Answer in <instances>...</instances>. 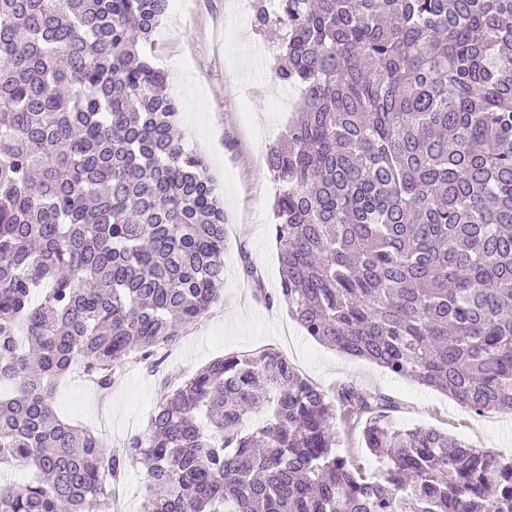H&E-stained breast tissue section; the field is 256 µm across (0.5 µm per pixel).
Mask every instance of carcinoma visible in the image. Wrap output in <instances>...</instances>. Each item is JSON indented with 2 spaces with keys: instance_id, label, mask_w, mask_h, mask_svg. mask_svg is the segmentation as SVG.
<instances>
[{
  "instance_id": "cac0c4a2",
  "label": "carcinoma",
  "mask_w": 512,
  "mask_h": 512,
  "mask_svg": "<svg viewBox=\"0 0 512 512\" xmlns=\"http://www.w3.org/2000/svg\"><path fill=\"white\" fill-rule=\"evenodd\" d=\"M299 90L265 165L276 297L317 342L512 412V0H252ZM168 0H0V512H100L146 471L144 512H512V458L332 398L272 349L163 390L117 450L56 416L77 369L102 392L159 368L219 299L224 208L175 139L146 56ZM386 461L336 448V406ZM265 418L251 429V414Z\"/></svg>"
}]
</instances>
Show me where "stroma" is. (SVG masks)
<instances>
[{"label": "stroma", "instance_id": "1", "mask_svg": "<svg viewBox=\"0 0 512 512\" xmlns=\"http://www.w3.org/2000/svg\"><path fill=\"white\" fill-rule=\"evenodd\" d=\"M166 16L148 54L155 67L166 69L168 91L181 105L179 136L185 145L199 146L219 182L229 231L221 301L210 317L184 331L161 373L182 382L215 358L271 348L328 393L350 385L389 398L390 417L398 425L432 427L512 458V413L475 414L442 392L327 348L306 335L285 305L256 297L255 286L271 295L280 287L272 209L277 185L264 155L284 133L298 92L275 81L276 47L269 35L253 30L250 12L237 0H171ZM249 266L255 277L247 276ZM158 400L157 377L138 362L106 396L83 384H62L56 412L93 430L107 416L117 448L147 430ZM336 432L340 454L366 477L379 479L384 465L367 450L361 425L340 418Z\"/></svg>", "mask_w": 512, "mask_h": 512}]
</instances>
